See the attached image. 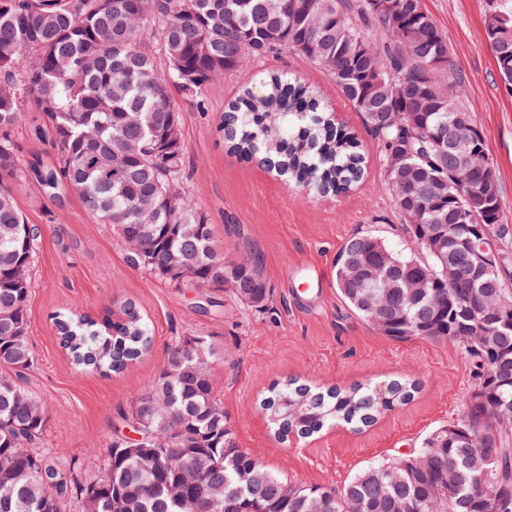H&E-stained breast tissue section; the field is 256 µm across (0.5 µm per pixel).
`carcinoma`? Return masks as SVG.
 <instances>
[{
	"instance_id": "obj_1",
	"label": "carcinoma",
	"mask_w": 512,
	"mask_h": 512,
	"mask_svg": "<svg viewBox=\"0 0 512 512\" xmlns=\"http://www.w3.org/2000/svg\"><path fill=\"white\" fill-rule=\"evenodd\" d=\"M0 11V512H62L66 502L81 512H189L206 495L220 512H309L308 501L323 496L325 512H485L478 497L480 472L469 458L478 445L433 431L418 451L431 458L417 470L409 456L374 463L343 487L297 484L268 469L239 448L235 433L215 396L211 377L188 367L197 347L212 349L203 336H183L169 347L162 371L133 401V417L143 421L138 448L112 441L101 472L81 480L75 464L45 447L44 407L24 386L33 364L28 342L27 305L39 228L27 222L15 202L17 189L35 184L50 202L79 197L101 224L112 225L120 240L140 237L141 203L155 198L154 228L143 255L128 261L168 282L206 284L220 291L224 282L242 302L259 307L269 295L260 260L228 261L218 248L208 215L185 191L187 147L169 137L180 127L173 90L199 98L219 87L226 75L254 59L288 49L327 72L337 93L379 140L384 187L404 190L391 196L401 219L419 212L426 224H444L451 235L458 204L468 207L475 188L448 179L438 167L435 140L461 139L469 130L453 124L466 108L429 67L449 52L448 35L426 12L422 0H392L379 16L372 0H11ZM160 28L166 72L149 49L150 29ZM34 100L45 136L55 149L50 160L22 162L11 133L23 105ZM229 153L257 160L295 187L312 194L351 189L365 172L366 157L355 132L339 122L319 92L300 77L268 73L244 87L224 107L216 125ZM505 202L484 214L491 242L508 247L503 224ZM178 224H201L200 241L177 233ZM425 258L407 256L373 235L349 238L336 260V284L346 303L368 318L358 302L366 285L349 278L345 262H377L386 251L393 276L418 278L426 288L414 298L378 289L386 310L382 334L395 341L452 342L465 353L477 381L512 378V333L499 336L495 351L479 337L491 332L470 322L472 340L456 333L455 320L467 307L470 288H443L441 264L431 248ZM484 290L505 298L512 282L501 270L484 279ZM60 343L74 365L120 373L153 346L150 322L135 303L92 318L76 310L55 317ZM415 385L394 379L382 386L332 387L322 392L297 379L274 383L262 397L275 436L294 433L308 439L344 423L359 431L407 404ZM512 411V386H489L487 405L472 411L481 427L496 413ZM206 454L210 468L172 497L170 485L194 457ZM499 496L502 512H512V429L500 435ZM455 471L448 501L430 496L431 487Z\"/></svg>"
}]
</instances>
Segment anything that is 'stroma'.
Masks as SVG:
<instances>
[{
    "instance_id": "obj_1",
    "label": "stroma",
    "mask_w": 512,
    "mask_h": 512,
    "mask_svg": "<svg viewBox=\"0 0 512 512\" xmlns=\"http://www.w3.org/2000/svg\"><path fill=\"white\" fill-rule=\"evenodd\" d=\"M423 5L449 36L451 61L463 75L458 95L486 137L512 230V96L498 82L486 38L487 0ZM271 71L306 78L357 133L366 172L348 193L317 199L225 152L216 119L243 86ZM176 102L188 148V190L208 213L226 259L243 250L259 257L268 299L256 308L231 291L177 287L133 267L110 226L98 223L77 196L58 207L36 185L23 184L16 203L41 231L31 270L27 336L34 365L26 387L46 411L48 446L76 460L80 476L97 474L113 437L134 436V394L158 374L179 336L210 339L215 395L238 446L296 483L340 487L369 464L412 453L433 430L459 418L474 385L467 357L448 343L383 336L344 302L336 286V258L352 235H375L408 255L418 247L384 189L378 140L327 74L282 50L226 76L203 104L181 96ZM125 299L150 320L151 352L117 375L74 368L59 345L53 316L72 308L98 315ZM400 377L419 385L407 405L365 430L336 425L310 443L275 439L259 406L277 380L297 378L327 388Z\"/></svg>"
}]
</instances>
